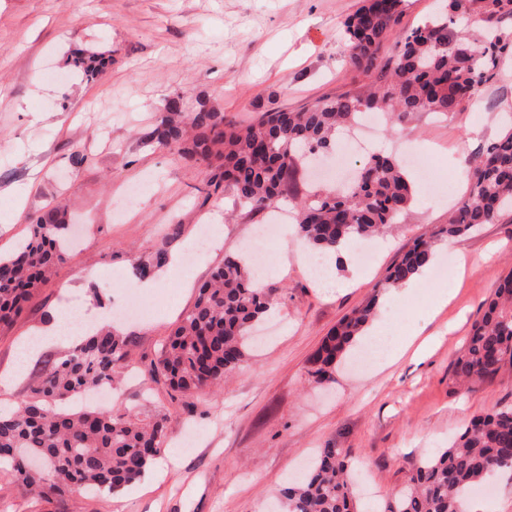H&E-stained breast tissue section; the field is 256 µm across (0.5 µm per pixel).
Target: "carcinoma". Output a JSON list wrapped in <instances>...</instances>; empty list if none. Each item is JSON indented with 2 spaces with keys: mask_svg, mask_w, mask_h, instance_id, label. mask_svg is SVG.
Returning a JSON list of instances; mask_svg holds the SVG:
<instances>
[{
  "mask_svg": "<svg viewBox=\"0 0 512 512\" xmlns=\"http://www.w3.org/2000/svg\"><path fill=\"white\" fill-rule=\"evenodd\" d=\"M405 0H365L344 21L345 62L377 73L368 93L325 97L300 110L276 109L255 124L237 126L202 104L183 110L182 97L167 100L147 140L175 148L184 158L213 169L210 184L230 194L252 215L285 197L288 173L299 155L332 149L339 131L368 112H385L396 123L425 112H461L475 91L512 60V0H445L443 11L406 32L396 31ZM472 17L479 34L454 28ZM391 42L392 59L379 62ZM112 57L76 53L85 76L103 74ZM470 192L460 196L437 238L457 237L496 223L512 210V125L491 142L463 155ZM415 190L401 162L370 155L346 189L321 190L296 203L297 233L323 253H339L357 237H375L409 209ZM64 207L37 216L30 235L0 254V325L10 324L25 302L66 258ZM434 257L432 242L418 239L389 268V291L420 275ZM274 289L255 287L242 254H228L198 289L157 359L150 376L183 396L220 388L243 362L251 328L271 309ZM372 297L345 316L312 359L311 376L331 378L336 364L363 336L376 314ZM129 341L115 327L90 331L80 345L29 387L26 399L0 412V466L11 468L25 493L43 499L67 490L114 495L139 480L168 440L167 417L143 420L95 409L68 411L66 401L104 383L112 384L129 355ZM512 366V272L502 277L472 325L454 374L466 382L494 378ZM40 457L50 467L25 463ZM512 469V406L473 417L448 447L425 457L394 496L367 506L357 497L350 465L339 448H322L312 465L281 492L283 512H465L471 490L496 469Z\"/></svg>",
  "mask_w": 512,
  "mask_h": 512,
  "instance_id": "1",
  "label": "carcinoma"
}]
</instances>
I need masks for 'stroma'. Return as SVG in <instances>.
<instances>
[{"mask_svg":"<svg viewBox=\"0 0 512 512\" xmlns=\"http://www.w3.org/2000/svg\"><path fill=\"white\" fill-rule=\"evenodd\" d=\"M362 0H0V253L29 234L30 220L66 208L76 245L54 277L0 327V373L13 370L25 337L43 330L61 306L111 314L143 301V317L119 320L131 356L102 410L169 418L176 454L161 477L142 476L124 492L73 493L44 503L22 494L0 469V500L11 512H269L280 490L319 449H343L363 502L406 485L422 457L447 447L473 415L512 405V367L472 389L453 364L498 279L512 270V214L436 243L433 265L406 294L381 295L387 270L414 240L448 220L454 197L470 190L460 159L493 140L512 115V66L480 86L476 101L449 115L374 119L371 152H434L436 193L414 177L416 197L401 222L376 240L370 266H334L340 287L324 293L307 267L310 248L294 237L266 243L272 261L277 335L247 358L220 391L174 400L144 370L174 323L191 309L199 285L225 254L242 251L262 224L228 194L207 192L211 173L177 151L146 143L167 99L182 96L247 125L273 108L297 109L323 97L367 90L370 77L347 67L343 23ZM94 49L112 64L95 80L72 65ZM480 125L478 140L467 129ZM87 160L70 179L71 155ZM220 227V248L196 254L202 226ZM151 288L136 265L157 252ZM448 286L447 302L436 290ZM378 297L376 320L394 343L428 340L424 356L405 354L371 366L354 359L318 384L310 359L352 309ZM63 348L43 342L0 408L24 399L33 378ZM469 512H512V470Z\"/></svg>","mask_w":512,"mask_h":512,"instance_id":"35a3bbf8","label":"stroma"}]
</instances>
